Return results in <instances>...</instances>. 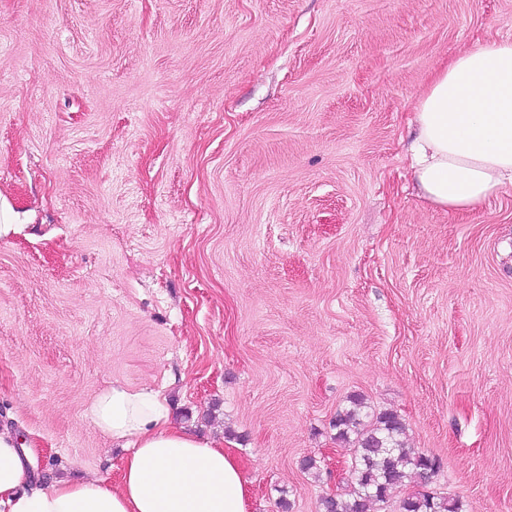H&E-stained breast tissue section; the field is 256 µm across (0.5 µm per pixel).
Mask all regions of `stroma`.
Here are the masks:
<instances>
[{
  "mask_svg": "<svg viewBox=\"0 0 512 512\" xmlns=\"http://www.w3.org/2000/svg\"><path fill=\"white\" fill-rule=\"evenodd\" d=\"M493 37L512 0H0V427L35 478L117 482L87 409L121 385L231 448L250 512H318L359 396L431 490L512 512V187L452 214L408 161Z\"/></svg>",
  "mask_w": 512,
  "mask_h": 512,
  "instance_id": "obj_1",
  "label": "stroma"
}]
</instances>
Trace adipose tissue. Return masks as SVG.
Instances as JSON below:
<instances>
[{
    "label": "adipose tissue",
    "instance_id": "adipose-tissue-1",
    "mask_svg": "<svg viewBox=\"0 0 512 512\" xmlns=\"http://www.w3.org/2000/svg\"><path fill=\"white\" fill-rule=\"evenodd\" d=\"M414 122L410 168L431 206L472 211L512 186V38L478 42L438 70ZM88 415L127 450L118 484L57 479L25 490L30 459L0 431V512H249L237 457L174 425L158 392L115 386Z\"/></svg>",
    "mask_w": 512,
    "mask_h": 512
}]
</instances>
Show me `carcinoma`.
Here are the masks:
<instances>
[{
	"mask_svg": "<svg viewBox=\"0 0 512 512\" xmlns=\"http://www.w3.org/2000/svg\"><path fill=\"white\" fill-rule=\"evenodd\" d=\"M355 408L339 411L332 422L336 440L354 443L351 459L352 490L320 501L321 512H371L374 503L388 502L393 489L405 485L415 474L430 480L440 462L407 446L403 419L394 411H381L365 422ZM400 512H462L459 500L425 489L410 493L400 503Z\"/></svg>",
	"mask_w": 512,
	"mask_h": 512,
	"instance_id": "1",
	"label": "carcinoma"
}]
</instances>
